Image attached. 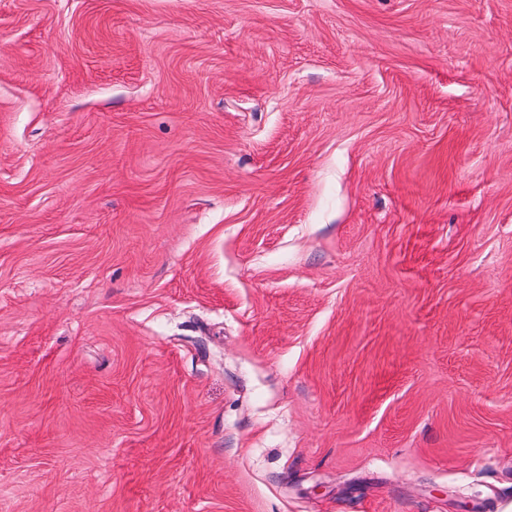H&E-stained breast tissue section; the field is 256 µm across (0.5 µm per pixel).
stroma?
I'll return each mask as SVG.
<instances>
[{
    "instance_id": "35a3bbf8",
    "label": "stroma",
    "mask_w": 512,
    "mask_h": 512,
    "mask_svg": "<svg viewBox=\"0 0 512 512\" xmlns=\"http://www.w3.org/2000/svg\"><path fill=\"white\" fill-rule=\"evenodd\" d=\"M512 0H0V512H503Z\"/></svg>"
}]
</instances>
